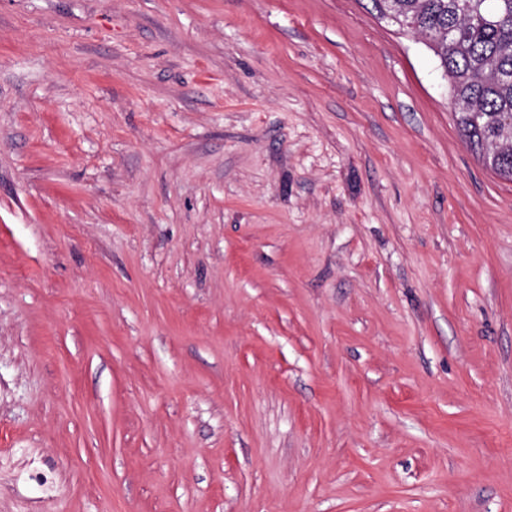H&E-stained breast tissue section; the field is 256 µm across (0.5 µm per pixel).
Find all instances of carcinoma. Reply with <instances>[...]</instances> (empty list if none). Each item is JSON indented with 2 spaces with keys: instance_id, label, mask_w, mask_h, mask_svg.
Here are the masks:
<instances>
[{
  "instance_id": "carcinoma-1",
  "label": "carcinoma",
  "mask_w": 512,
  "mask_h": 512,
  "mask_svg": "<svg viewBox=\"0 0 512 512\" xmlns=\"http://www.w3.org/2000/svg\"><path fill=\"white\" fill-rule=\"evenodd\" d=\"M389 20L413 22L448 75L465 142L512 179V0H389Z\"/></svg>"
}]
</instances>
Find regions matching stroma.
<instances>
[{
  "mask_svg": "<svg viewBox=\"0 0 512 512\" xmlns=\"http://www.w3.org/2000/svg\"><path fill=\"white\" fill-rule=\"evenodd\" d=\"M0 512H512V181L369 0H0Z\"/></svg>",
  "mask_w": 512,
  "mask_h": 512,
  "instance_id": "1",
  "label": "stroma"
}]
</instances>
